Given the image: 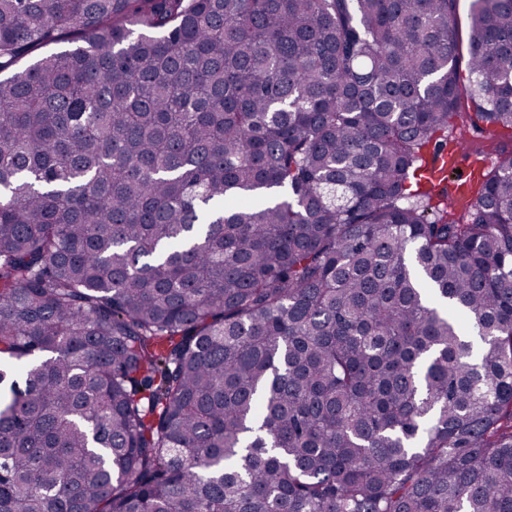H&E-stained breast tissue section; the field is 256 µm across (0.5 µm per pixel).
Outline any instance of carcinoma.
<instances>
[{"label":"carcinoma","mask_w":512,"mask_h":512,"mask_svg":"<svg viewBox=\"0 0 512 512\" xmlns=\"http://www.w3.org/2000/svg\"><path fill=\"white\" fill-rule=\"evenodd\" d=\"M0 0V512H512V0ZM69 43L38 57L34 51ZM471 4V0H457L455 9L456 28L460 41L459 74L462 85L463 83L467 84L468 79V44L471 36ZM490 137H492L495 143V152L491 150L489 144L491 142ZM466 139L465 147L467 149V155L474 158L477 156L480 159H484L486 163L483 167L485 170L489 169L491 165L496 161L499 150L503 148L504 145H507L510 148L512 145V137L509 140L506 136H504V132L498 129L497 131H493V129H489L482 122L478 123V127L473 129H466Z\"/></svg>","instance_id":"obj_1"}]
</instances>
